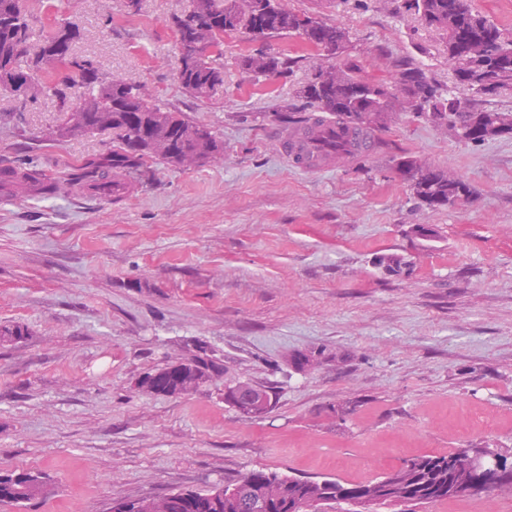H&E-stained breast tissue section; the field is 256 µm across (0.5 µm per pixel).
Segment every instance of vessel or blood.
<instances>
[{
	"mask_svg": "<svg viewBox=\"0 0 512 512\" xmlns=\"http://www.w3.org/2000/svg\"><path fill=\"white\" fill-rule=\"evenodd\" d=\"M364 135L343 129L332 122L315 124L305 135L291 134L282 142V153L290 166L312 171L327 161L330 153L355 154L364 147Z\"/></svg>",
	"mask_w": 512,
	"mask_h": 512,
	"instance_id": "vessel-or-blood-1",
	"label": "vessel or blood"
}]
</instances>
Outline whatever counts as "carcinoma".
<instances>
[{"mask_svg":"<svg viewBox=\"0 0 512 512\" xmlns=\"http://www.w3.org/2000/svg\"><path fill=\"white\" fill-rule=\"evenodd\" d=\"M412 7L425 26L445 36L448 60L458 84L476 94L493 95L512 90V33L474 10L470 0H413ZM34 12L23 0H0V92L11 95L20 111L26 102L47 89L43 69L53 63L68 65L87 84L86 98L73 104L74 85L54 88L62 122L46 133L51 140L92 136L110 131L112 150L88 160L64 174H48L35 167L0 166V186L12 188L19 197H54L82 186H119L129 189L126 178L136 172L151 174V164L185 170L199 167L223 154V145L207 127L180 112L161 107L150 87L121 77L99 74L91 56L69 55L76 30L68 24L34 45L31 42ZM177 41L191 46L196 54L192 68L180 75V84L191 95L204 97L224 82V72L213 56L224 43V35L241 32L255 39L270 34L297 35L326 57L317 70L336 75L328 83L315 77L301 93L318 112L336 117V124L354 131L384 125L395 112H409L435 127L469 129L473 138L459 141L483 142L484 128L501 124L498 135L512 136V120L505 115L476 108V103L442 88L425 70L408 59L396 61L395 81L376 83L363 78L351 62L336 61V51L347 43L345 29L326 24L307 13L288 9L283 0H207L187 15L174 19ZM295 61L269 53L267 65L280 77L291 71ZM276 118L295 130L305 129L311 115H297L288 106ZM395 171L407 181L416 198L430 207H445L470 194V187L445 170L427 166L412 156L395 160ZM490 446H467L444 456H416L403 461L389 480L379 476L362 483H343L330 476L296 478L266 470L244 474L249 496L232 492L233 480L224 486V498L210 497L212 491H176L159 496L160 512H253L250 500L263 504L262 512H416V509L469 494L472 482L482 473L466 466L465 460L483 454ZM30 479V499L46 494L40 476L18 472L0 476V502L21 505L16 483ZM494 491H512V462L503 457Z\"/></svg>","mask_w":512,"mask_h":512,"instance_id":"carcinoma-1","label":"carcinoma"}]
</instances>
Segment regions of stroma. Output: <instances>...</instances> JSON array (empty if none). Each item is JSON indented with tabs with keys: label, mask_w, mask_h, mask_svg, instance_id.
<instances>
[{
	"label": "stroma",
	"mask_w": 512,
	"mask_h": 512,
	"mask_svg": "<svg viewBox=\"0 0 512 512\" xmlns=\"http://www.w3.org/2000/svg\"><path fill=\"white\" fill-rule=\"evenodd\" d=\"M349 32L345 59L375 81L412 60L454 83L443 35L406 0H285ZM194 0H41L33 40L61 23L101 74L152 85L163 107L210 127L222 160L153 165L131 191L17 199L0 187V475L42 476L46 497L0 512H112L118 500L206 490L253 470L354 483L415 455L488 442L512 454V136L479 144L397 113L370 153L307 173L281 158L298 94L322 56L271 40L287 77L249 78L255 50L225 36L224 85L177 79L176 16ZM63 114L53 93L15 109L0 94V159L58 173L106 153L111 133L41 140ZM409 155L472 193L419 203L393 170ZM196 354L215 370L167 396L139 382ZM272 395L246 415L225 398ZM421 512H512V494Z\"/></svg>",
	"instance_id": "stroma-1"
}]
</instances>
